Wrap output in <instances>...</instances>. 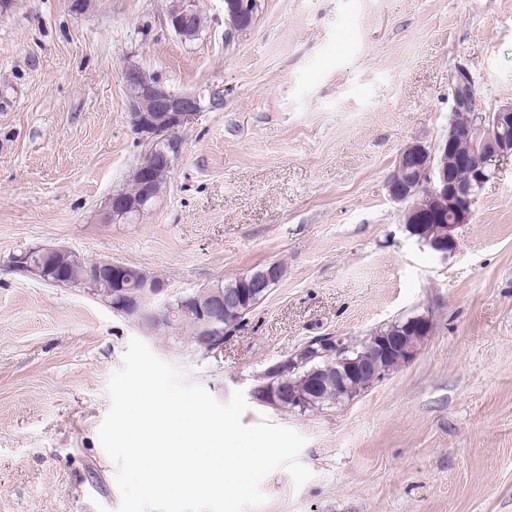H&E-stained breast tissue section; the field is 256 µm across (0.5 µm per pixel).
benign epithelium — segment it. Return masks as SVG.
Segmentation results:
<instances>
[{
    "label": "benign epithelium",
    "instance_id": "1",
    "mask_svg": "<svg viewBox=\"0 0 512 512\" xmlns=\"http://www.w3.org/2000/svg\"><path fill=\"white\" fill-rule=\"evenodd\" d=\"M199 9L198 0H179L178 5L167 13L168 26L184 39L196 36L192 16ZM126 85L137 90V95L129 101L132 125L140 139L153 147L157 134L166 129L178 131L190 125L202 111L199 96L176 94L160 79L142 69L129 66L123 72ZM454 91V109L471 112L476 117L471 136L474 141L470 152L461 156L455 152V144L460 131L448 126V134L434 148L420 143L407 145L399 154L397 167L387 182L388 192L393 201L404 206L410 214H418L434 209L438 204L448 207V233L435 238L421 233L416 227H408L416 243L446 258L458 249L455 230L460 224H468L473 207L485 185L493 178L498 163L512 160V137L506 131L512 128V100L506 101L490 111H485L478 103L473 80L468 71L457 68L450 74ZM461 165L469 169L470 182L467 185H453L448 182V171ZM415 170L417 179L406 187H399L400 168ZM151 196L145 190L139 198L114 194L105 203L104 214L116 215L136 212L143 209ZM167 294V288L159 279L145 278L139 297L124 303L119 313L144 324L151 319L149 304ZM224 292L216 290L206 307L198 308L197 325L200 350L214 357L224 353ZM396 355L403 362L410 361L415 350L410 348L402 336L386 337L377 345L376 357ZM318 356L336 358L341 372L358 377L374 378L376 363L364 362L358 369L342 352V341L333 336H323L311 341L297 352V358L288 360V365L277 362L272 373L286 377L289 370L304 365Z\"/></svg>",
    "mask_w": 512,
    "mask_h": 512
}]
</instances>
